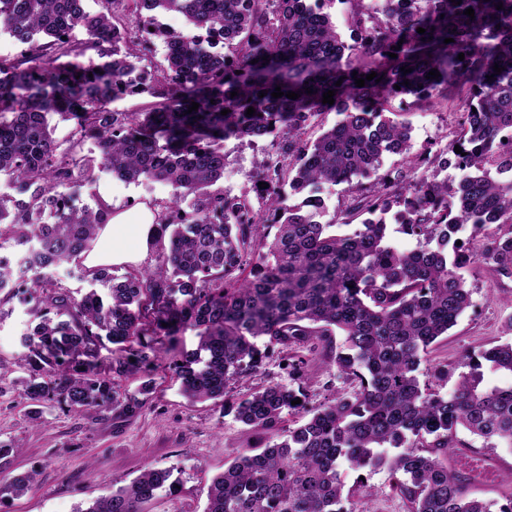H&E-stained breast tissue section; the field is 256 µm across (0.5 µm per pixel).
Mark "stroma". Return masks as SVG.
Segmentation results:
<instances>
[{
	"label": "stroma",
	"instance_id": "obj_1",
	"mask_svg": "<svg viewBox=\"0 0 512 512\" xmlns=\"http://www.w3.org/2000/svg\"><path fill=\"white\" fill-rule=\"evenodd\" d=\"M388 109L412 128L416 151L452 145L457 138V117L450 102L434 97L414 104L412 97L393 98ZM268 140L248 144L229 141L223 186L233 193L250 191V173L256 159L268 150ZM162 183H126L101 174L94 192H81L76 206H96L109 201L113 208L128 210L167 196ZM462 275L472 291V305L429 353L431 374L424 380L441 392H452L459 380L455 364L466 351L479 353L512 339L505 322L512 316L507 299L512 281L498 279L479 267ZM30 306L13 300L0 311V359L12 362L11 371L0 373V441L20 443L19 452L0 457V480L35 471L36 486L20 497L0 499V512H75L88 501L128 484L149 467L172 469L175 490H161L145 506L146 512H204L212 479L223 473L239 451L260 444L259 435L237 422L233 415L211 402L192 404L180 393L179 383L168 369H157L124 380L123 389L134 391L151 382L144 410L136 417L115 423L105 418L92 421L83 414L38 404L23 393V372L15 366L23 354L21 335L26 331ZM298 355L309 362L302 385L312 403L334 392L351 391L350 382L338 379L336 368L318 355ZM461 447L439 453L449 470L469 479L471 497L503 503L512 494V449L487 448L481 439L459 431ZM343 495L355 512H410L411 504L394 487L385 468L361 473L342 469Z\"/></svg>",
	"mask_w": 512,
	"mask_h": 512
}]
</instances>
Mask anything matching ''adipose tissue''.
I'll list each match as a JSON object with an SVG mask.
<instances>
[{
    "label": "adipose tissue",
    "mask_w": 512,
    "mask_h": 512,
    "mask_svg": "<svg viewBox=\"0 0 512 512\" xmlns=\"http://www.w3.org/2000/svg\"><path fill=\"white\" fill-rule=\"evenodd\" d=\"M155 222V211L147 206L135 212L114 211L100 233L97 248L85 257V266L93 269L136 261L150 246Z\"/></svg>",
    "instance_id": "ef3b65f1"
}]
</instances>
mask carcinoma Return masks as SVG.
<instances>
[{"mask_svg": "<svg viewBox=\"0 0 512 512\" xmlns=\"http://www.w3.org/2000/svg\"><path fill=\"white\" fill-rule=\"evenodd\" d=\"M336 2L349 5L350 44L329 12ZM159 11L182 14L191 29L165 28ZM2 35L25 46L0 56V243L25 248L18 278L0 261V314L15 295L35 293L17 363L25 396L92 420L126 419L150 389L122 392L120 383L165 361L188 401L231 409L265 441L213 479L205 512H354L344 467L387 468L412 512H512V498L494 511L469 497L467 477L421 453L458 447L460 426L491 448H512V386H484L479 373L486 362L512 374V341L462 354L451 393L421 387L417 375L427 348L472 304L460 270L481 265L512 279V136L503 141L512 133V0H101L96 11L86 0H0ZM154 38L165 47L153 77L163 101L147 112L111 108L144 90L137 63ZM89 50L99 62H78ZM372 72L377 79H366ZM278 86L300 97H272ZM328 90L332 105L322 103ZM396 95L458 98L456 144L466 155L413 153L409 123L385 115ZM330 111L336 123L305 140ZM53 114L76 121L62 143ZM267 137L273 151L253 175L259 207L215 187L226 141ZM387 155L403 163L384 172ZM450 166L458 177H439ZM492 166L511 177H490ZM103 172L171 188L153 204L154 262L121 276L81 262L112 207L79 210L72 192ZM340 184L351 198L331 213L313 194ZM390 221L416 249L388 240ZM491 224L496 231L484 232ZM464 227L469 241L459 245ZM61 266L107 293L74 296L56 275ZM189 328L199 337L190 353L178 349ZM106 342L118 351L103 369ZM306 344L355 384L352 395L310 405L297 356L287 357L292 383L230 395L271 353ZM290 414L300 419L294 428L285 427ZM170 477L148 467L77 512H143ZM34 483L30 473L1 480L0 498Z\"/></svg>", "mask_w": 512, "mask_h": 512, "instance_id": "1", "label": "carcinoma"}]
</instances>
